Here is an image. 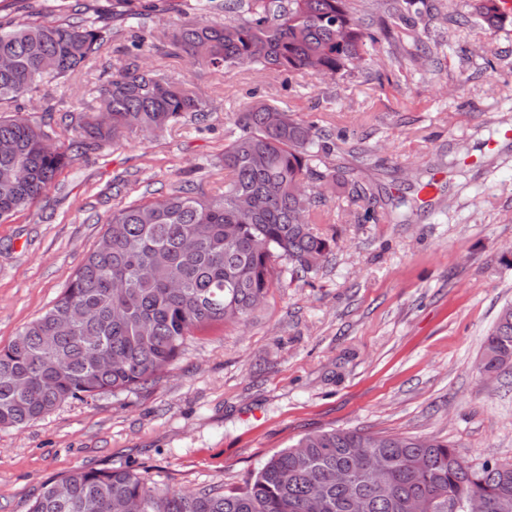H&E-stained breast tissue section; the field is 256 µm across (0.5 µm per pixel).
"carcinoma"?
<instances>
[{
    "instance_id": "obj_1",
    "label": "carcinoma",
    "mask_w": 512,
    "mask_h": 512,
    "mask_svg": "<svg viewBox=\"0 0 512 512\" xmlns=\"http://www.w3.org/2000/svg\"><path fill=\"white\" fill-rule=\"evenodd\" d=\"M416 0H379L395 27L408 26ZM63 19L0 16V222L30 206L79 156L126 132L145 137L180 123L203 104L144 58L146 44L226 75L243 68L348 77L384 45L350 0H189L187 24L147 26L138 0H113L127 22L126 63L72 125L68 143L47 125L7 112L47 99L73 72L112 48L120 30L94 0H54ZM230 14L221 22L219 14ZM477 14L501 26L499 0ZM429 34L415 33L431 61ZM333 131L263 102L241 104L224 131V190L183 185L156 200H135L107 228L52 307L0 348V429L21 428L69 401L116 394L155 380L187 337L213 322H244L278 284L318 270L336 240L318 228L325 192L358 186L352 170L329 161ZM27 172L21 180L17 174ZM481 369L512 372V304L485 337ZM384 469L373 473L367 458ZM482 497L487 512H512V464H468L437 438L336 428L307 433L266 458L242 489L186 492L160 487L133 466L81 467L44 484L31 512H448V494Z\"/></svg>"
}]
</instances>
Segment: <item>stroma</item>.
Returning a JSON list of instances; mask_svg holds the SVG:
<instances>
[{"mask_svg": "<svg viewBox=\"0 0 512 512\" xmlns=\"http://www.w3.org/2000/svg\"><path fill=\"white\" fill-rule=\"evenodd\" d=\"M476 0H427L418 18L440 63L413 60L409 32L340 79L256 70L224 75L149 49L207 110L155 137L132 134L80 156L55 188L0 223V347L58 297L113 210L184 182H224V131L239 103L263 100L343 129L334 164L377 199L327 196L320 229L336 247L317 272L284 277L247 325L189 338L153 383L72 401L0 429V512H30L44 484L86 465H133L161 485L240 486L267 457L320 429L437 436L469 463L512 462V376L484 380L478 359L512 302V21L487 29ZM469 16L468 26L445 15ZM92 63L55 88L60 118L104 83Z\"/></svg>", "mask_w": 512, "mask_h": 512, "instance_id": "1", "label": "stroma"}]
</instances>
